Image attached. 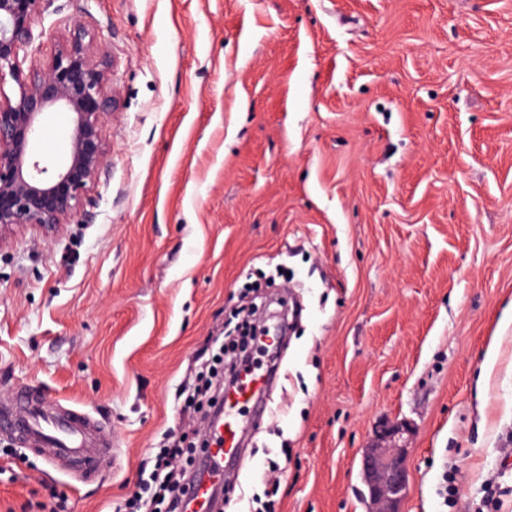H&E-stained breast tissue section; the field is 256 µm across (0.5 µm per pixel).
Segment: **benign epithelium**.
I'll return each mask as SVG.
<instances>
[{"instance_id":"1","label":"benign epithelium","mask_w":512,"mask_h":512,"mask_svg":"<svg viewBox=\"0 0 512 512\" xmlns=\"http://www.w3.org/2000/svg\"><path fill=\"white\" fill-rule=\"evenodd\" d=\"M50 0H0V241L17 228L51 232L61 224L88 221L110 146L102 132L116 109L112 63L88 39L81 19L50 57L24 60L39 50L34 34ZM16 91L8 95L5 86ZM72 114L67 160L50 170L33 159L46 115ZM411 427L402 421L378 426L362 449V498L366 512H400L409 489L407 456Z\"/></svg>"}]
</instances>
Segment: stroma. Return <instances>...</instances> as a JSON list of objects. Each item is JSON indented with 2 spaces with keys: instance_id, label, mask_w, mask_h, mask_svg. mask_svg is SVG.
Returning a JSON list of instances; mask_svg holds the SVG:
<instances>
[{
  "instance_id": "1",
  "label": "stroma",
  "mask_w": 512,
  "mask_h": 512,
  "mask_svg": "<svg viewBox=\"0 0 512 512\" xmlns=\"http://www.w3.org/2000/svg\"><path fill=\"white\" fill-rule=\"evenodd\" d=\"M75 16L112 61L109 162L92 223L0 244V397L51 390L115 455L85 479L0 437V512L134 492L258 269L302 311L224 512L272 482L277 512H366L392 419L401 512H477L491 477L512 512V0H52L44 54ZM411 427L402 421L379 425L362 448V491L367 512H400L409 489L407 456Z\"/></svg>"
}]
</instances>
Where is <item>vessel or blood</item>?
<instances>
[{
	"instance_id": "b4317fda",
	"label": "vessel or blood",
	"mask_w": 512,
	"mask_h": 512,
	"mask_svg": "<svg viewBox=\"0 0 512 512\" xmlns=\"http://www.w3.org/2000/svg\"><path fill=\"white\" fill-rule=\"evenodd\" d=\"M275 379L272 373H254L226 394L224 416L211 429L213 446L200 462L190 512H209L211 488L245 465L244 427L237 414L248 406L254 422H261L268 412L265 396ZM0 435L34 449L50 466L72 464L90 476L112 457L108 423L88 412L61 407L56 396L25 383L0 400Z\"/></svg>"
}]
</instances>
